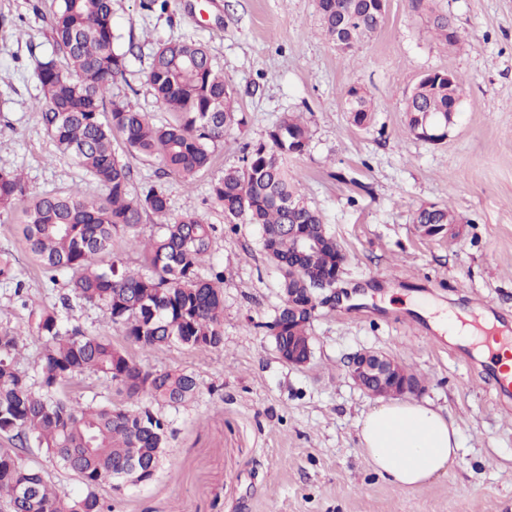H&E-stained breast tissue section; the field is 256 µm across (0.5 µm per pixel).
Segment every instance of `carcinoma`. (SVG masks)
<instances>
[{"mask_svg":"<svg viewBox=\"0 0 512 512\" xmlns=\"http://www.w3.org/2000/svg\"><path fill=\"white\" fill-rule=\"evenodd\" d=\"M429 12L435 37L453 47L459 42L448 14L435 0H412ZM322 32L348 55L380 30L376 0H318ZM112 0H57L49 18L55 55L37 65L42 94L41 121L57 150L70 157L106 191L102 201L80 190L33 197L23 210L22 239L48 280H64L59 303L24 301L26 328L0 327V433L15 441L0 448V500L8 512H112L97 488L112 480L126 481L131 461L148 482L161 463L168 424L153 408L140 404L146 395L160 406H183L196 398L197 379L183 371L146 368L109 339L70 324L77 305L102 306L126 341L144 350L172 344L218 349L223 345L224 272L200 274L211 255L216 226L197 212L173 216L166 193L151 186L131 191V170L112 148V132L122 134L126 151L157 158L165 169L185 180L211 163L210 145L224 140L240 123L232 88L207 48L186 41L158 44L148 81L156 102L172 116L157 124L150 114L110 98L112 86L124 77L126 54L114 48ZM464 81L436 75L418 83L406 106L409 133L420 118L448 113V103L462 99ZM352 124L372 120L376 105L366 92L352 90L346 100ZM309 134L300 118L287 114L269 131L267 140L246 152L244 165L224 171L210 184L211 199L224 209L235 230L238 221L255 224L262 246L281 276V289L309 288L304 304H319L320 277L336 265V240L321 215L307 203L288 174V159L302 154ZM27 196L23 176L0 167V213ZM155 216L159 233L142 238L137 228ZM452 209L421 207L415 224H453ZM326 241L322 251L299 259L288 245L285 225ZM129 235L140 252L143 271L119 259H106L112 237ZM0 284L21 290L15 258L0 253ZM288 303L266 325L280 337L302 336ZM44 340L35 378L16 368L14 353L24 337ZM94 373L125 393L129 406L108 401L74 403L61 395L75 375ZM45 453L83 485L73 496L52 485L48 474L26 466L20 452L30 446Z\"/></svg>","mask_w":512,"mask_h":512,"instance_id":"obj_1","label":"carcinoma"}]
</instances>
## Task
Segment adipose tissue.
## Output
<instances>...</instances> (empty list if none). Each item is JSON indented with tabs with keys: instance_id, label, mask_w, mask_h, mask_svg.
I'll return each mask as SVG.
<instances>
[{
	"instance_id": "ef3b65f1",
	"label": "adipose tissue",
	"mask_w": 512,
	"mask_h": 512,
	"mask_svg": "<svg viewBox=\"0 0 512 512\" xmlns=\"http://www.w3.org/2000/svg\"><path fill=\"white\" fill-rule=\"evenodd\" d=\"M357 428L360 448L374 469L402 487L426 483L453 464L460 451L458 425L412 402L375 407Z\"/></svg>"
}]
</instances>
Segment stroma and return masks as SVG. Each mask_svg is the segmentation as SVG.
Returning <instances> with one entry per match:
<instances>
[{"instance_id":"1","label":"stroma","mask_w":512,"mask_h":512,"mask_svg":"<svg viewBox=\"0 0 512 512\" xmlns=\"http://www.w3.org/2000/svg\"><path fill=\"white\" fill-rule=\"evenodd\" d=\"M438 6L469 46L440 43L410 0H387L381 30L349 57L322 36L317 0H168L163 11L113 0L126 75L112 99L168 121L147 82L152 54L157 41L192 40L223 68L240 124L190 182L113 137L134 192L161 186L172 214L196 211L216 225L200 272L224 271V346L143 350L127 345L103 308L74 309L76 324L134 361L199 382L193 402L160 410L171 435L154 478L99 487L112 512H512V404L500 405L478 366L451 353L446 333L421 331L409 308L433 301L478 320L490 301L512 319V0ZM54 8V0H0V166L23 171L33 196L77 188L99 198L103 189L57 151L40 121L36 69L54 53ZM433 71L466 83L448 137L436 144L409 133L405 112ZM353 86L377 105L365 129L343 108ZM289 113L310 135L290 173L347 257L337 298H324L310 321L313 356L300 367L280 358L266 329L283 294L257 226L230 231L208 196L211 182L242 166L245 147ZM429 204L456 212L454 234H419L413 214ZM21 219L18 208L0 215V251L14 255L31 297L53 304L60 291L26 251ZM360 351L411 369L424 386L417 402L458 423L461 450L446 473L403 488L362 455L357 422L376 400L347 371Z\"/></svg>"}]
</instances>
